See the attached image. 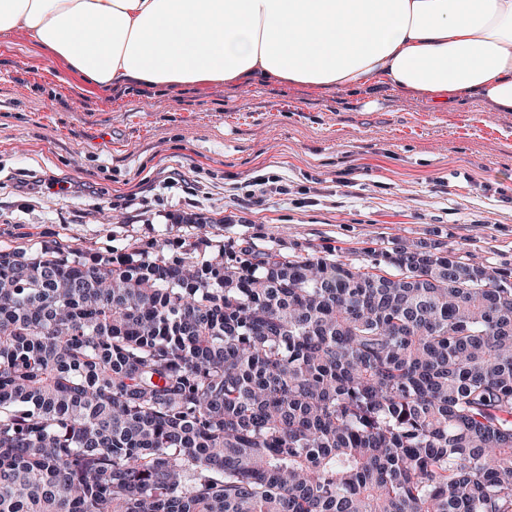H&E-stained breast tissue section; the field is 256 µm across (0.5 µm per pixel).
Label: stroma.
<instances>
[{"instance_id":"1","label":"stroma","mask_w":512,"mask_h":512,"mask_svg":"<svg viewBox=\"0 0 512 512\" xmlns=\"http://www.w3.org/2000/svg\"><path fill=\"white\" fill-rule=\"evenodd\" d=\"M405 239L512 272V112L280 80L83 94L24 35L0 43L2 248L230 260L249 242L368 260Z\"/></svg>"}]
</instances>
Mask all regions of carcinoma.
Returning <instances> with one entry per match:
<instances>
[{
    "mask_svg": "<svg viewBox=\"0 0 512 512\" xmlns=\"http://www.w3.org/2000/svg\"><path fill=\"white\" fill-rule=\"evenodd\" d=\"M0 248V512H512V274Z\"/></svg>",
    "mask_w": 512,
    "mask_h": 512,
    "instance_id": "1",
    "label": "carcinoma"
}]
</instances>
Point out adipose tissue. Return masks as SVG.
<instances>
[{
	"label": "adipose tissue",
	"mask_w": 512,
	"mask_h": 512,
	"mask_svg": "<svg viewBox=\"0 0 512 512\" xmlns=\"http://www.w3.org/2000/svg\"><path fill=\"white\" fill-rule=\"evenodd\" d=\"M17 33L101 91L278 79L512 112V0H0Z\"/></svg>",
	"instance_id": "ef3b65f1"
}]
</instances>
